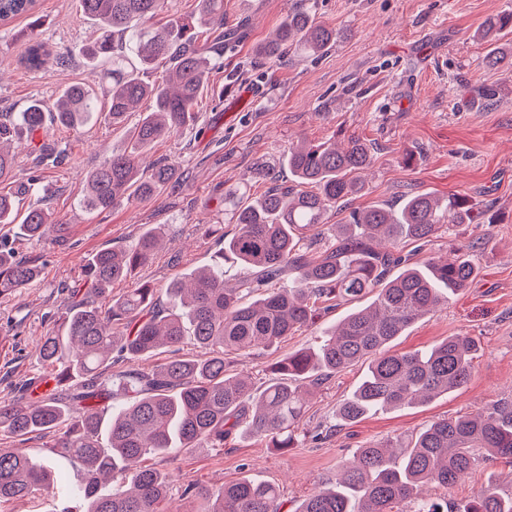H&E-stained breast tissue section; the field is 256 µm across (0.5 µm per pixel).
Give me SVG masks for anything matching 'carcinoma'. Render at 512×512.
Returning a JSON list of instances; mask_svg holds the SVG:
<instances>
[{
  "mask_svg": "<svg viewBox=\"0 0 512 512\" xmlns=\"http://www.w3.org/2000/svg\"><path fill=\"white\" fill-rule=\"evenodd\" d=\"M36 0H0V21L34 14ZM100 36L83 49L88 63L109 61L101 73L103 95L90 86H67L51 109L32 101L14 123L0 122V183L11 180L17 153L11 141L35 140L49 124L78 131L98 116L118 125L150 98L153 109L140 116L127 146L108 156L87 177L83 204L103 212L132 198L152 199L175 176L177 162L145 163L152 143L194 125L198 100L208 84L211 54H224V0H199L198 16L173 17L157 27L152 20L165 0H80ZM512 35V10L485 19L477 37L488 44L490 69L512 70V51L500 44ZM335 27L310 7L288 12L255 55L279 60L318 57L336 43ZM22 61L47 68L49 54L37 37H27ZM167 66L160 82L145 80L157 61ZM372 160L370 144L359 137L304 140L269 165L258 178L270 183L259 197L240 189L224 191V214L233 232L214 264L174 277L167 301L147 286L112 296V282L146 264L163 235L151 228L128 248H105L81 266L84 291L62 321L42 337L36 359L70 378L40 398L0 401V431L24 442L53 435L42 462L23 448H0V506L43 493L56 480L54 461L80 465L84 481L74 487L80 512H169L164 508L171 477L145 465L148 456L172 448H222L243 432L287 451L298 444L305 397L323 376L363 359L369 366L358 386L339 404L336 422H356L376 411L423 404L464 386L472 373L477 344L450 336L423 352L395 353L390 343L414 322L448 303L479 274L468 250L411 261L402 244L427 246L439 232L478 224L481 212L467 197L433 193L409 195L399 207L371 205L353 210L342 224L327 223L332 211L348 207L364 187ZM288 169L280 182L278 169ZM0 224L19 234L64 245L68 225L51 220L39 203L19 213L18 202L0 192ZM244 271L236 286L224 282V262ZM294 274L292 285L274 283ZM41 268L0 247V298L40 277ZM324 329L313 350L288 354L272 367L261 389L250 378L229 372L230 355L270 347L315 324L339 303L368 294ZM190 338L204 357L174 356L150 369L134 368L160 349L180 350ZM119 365L112 370L113 365ZM121 399L115 409L112 402ZM512 459V403H496L467 415L443 418L414 442L369 443L342 465L336 483L308 495L295 512H512V492L490 481L476 496L445 507L421 497L423 488L448 489L493 459ZM183 493L204 503L202 512H279L281 492L257 477L218 488L188 485Z\"/></svg>",
  "mask_w": 512,
  "mask_h": 512,
  "instance_id": "cac0c4a2",
  "label": "carcinoma"
}]
</instances>
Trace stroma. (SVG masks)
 I'll use <instances>...</instances> for the list:
<instances>
[{
	"mask_svg": "<svg viewBox=\"0 0 512 512\" xmlns=\"http://www.w3.org/2000/svg\"><path fill=\"white\" fill-rule=\"evenodd\" d=\"M301 0H224V19L248 22L246 39L226 51L212 68L198 102L194 128L155 142L149 160L176 159L173 181L146 202H121L110 212L90 214L80 206L85 178L112 150L124 148L126 124L98 121L79 131L53 125L43 142L60 152L58 164L41 170L37 192H24L32 157L20 152L15 177L5 189L21 207L39 202L68 225L66 246L28 240L0 224V243L16 256L36 261L41 276L15 295L0 299V401L12 399L30 379L49 373L35 352L70 304L85 256L131 246L148 228L164 241L154 257L112 287L119 296L148 285L166 288L173 277L213 264L222 242L211 233L224 221L225 189L244 185L252 196L266 192L259 161H275L297 140L332 135L358 136L373 146V164L351 208L399 204L405 195L432 192L467 197L486 212L485 223L464 224L441 233L426 253L447 254L471 246L479 274L447 305L414 323L390 348L398 353L431 347L466 335L478 350L468 383L425 405L380 411L336 427V408L367 369L359 362L316 389L308 398L297 447L287 452L242 436L220 448H176L149 457V466L173 477L179 512H200L202 502L182 497L184 484L221 486L248 476L279 485L281 512L324 483L339 465L372 441L409 444L433 422L475 411L487 404L512 403V72L484 66L486 45L476 31L490 15L512 9V0H312L318 16L343 29V38L319 60L293 57L258 63L254 48ZM42 20L38 37L67 51L65 64L43 73L26 69V41L18 33L26 18L0 23V121L14 120L34 100L52 105L68 85L97 86L98 69L80 53L96 30L78 0H37ZM413 160H406V152ZM320 330L306 327L272 348L236 357L232 372L248 374L263 387L272 366L289 353L315 346ZM61 475L54 492L7 504V512H61L78 481L77 464L57 459ZM512 488V463L480 465L449 490L430 487L426 496L455 502L473 498L488 480Z\"/></svg>",
	"mask_w": 512,
	"mask_h": 512,
	"instance_id": "obj_1",
	"label": "stroma"
}]
</instances>
